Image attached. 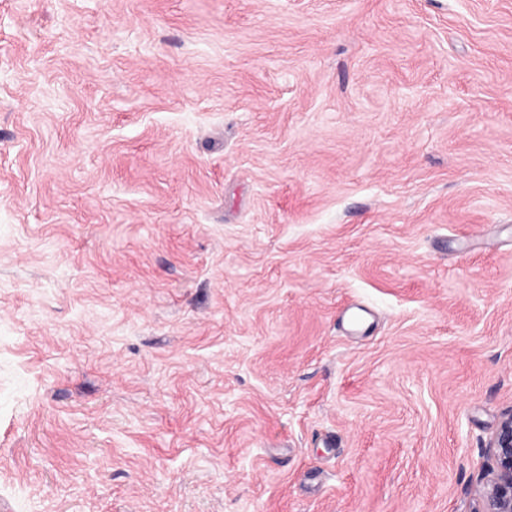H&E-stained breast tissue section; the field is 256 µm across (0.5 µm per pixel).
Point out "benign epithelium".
<instances>
[{"label":"benign epithelium","mask_w":512,"mask_h":512,"mask_svg":"<svg viewBox=\"0 0 512 512\" xmlns=\"http://www.w3.org/2000/svg\"><path fill=\"white\" fill-rule=\"evenodd\" d=\"M487 448L491 465L478 490L477 512H512V409L501 415Z\"/></svg>","instance_id":"obj_1"}]
</instances>
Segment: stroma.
Segmentation results:
<instances>
[{
	"label": "stroma",
	"mask_w": 512,
	"mask_h": 512,
	"mask_svg": "<svg viewBox=\"0 0 512 512\" xmlns=\"http://www.w3.org/2000/svg\"><path fill=\"white\" fill-rule=\"evenodd\" d=\"M512 409V0H0V512H476Z\"/></svg>",
	"instance_id": "1"
}]
</instances>
